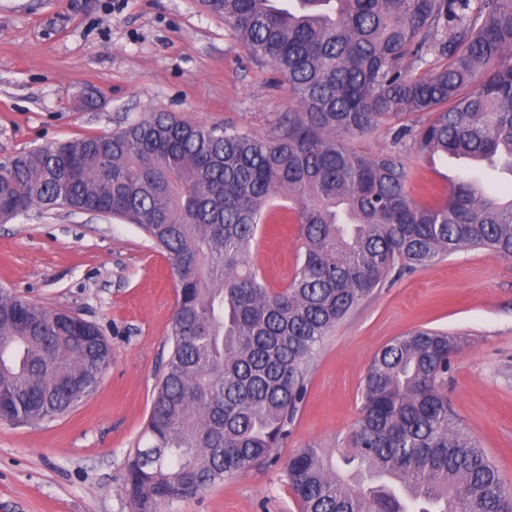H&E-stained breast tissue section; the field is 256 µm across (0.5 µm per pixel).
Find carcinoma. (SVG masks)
Wrapping results in <instances>:
<instances>
[{"instance_id":"1","label":"carcinoma","mask_w":512,"mask_h":512,"mask_svg":"<svg viewBox=\"0 0 512 512\" xmlns=\"http://www.w3.org/2000/svg\"><path fill=\"white\" fill-rule=\"evenodd\" d=\"M202 2L288 82L297 109L268 134L151 112L0 162V223L96 209L170 262V351L125 465L133 512L270 459L325 338L399 262L424 268L465 248L512 257V198L471 177L420 202L405 153L342 142L391 125L430 159L512 171V0ZM279 199L296 206L303 252L271 288L251 249ZM460 345L419 329L374 355L348 446L288 460L300 512H512V486L439 387ZM110 355L96 324L0 290L1 420L66 412Z\"/></svg>"}]
</instances>
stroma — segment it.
<instances>
[{
  "mask_svg": "<svg viewBox=\"0 0 512 512\" xmlns=\"http://www.w3.org/2000/svg\"><path fill=\"white\" fill-rule=\"evenodd\" d=\"M80 88L96 94V106L77 103ZM295 107L286 80L251 60L201 0H0V161L151 112L264 135ZM344 142L411 156L419 199L471 168L429 161L383 126ZM298 227L296 211L281 207L274 228L260 232L251 259L270 287L293 274ZM0 289L95 323L112 349L86 400L49 420H0V512H132L124 464L169 352L175 284L165 255L123 220L34 209L0 224ZM422 327L461 340L444 391L462 430L512 484V258L464 249L393 273L325 338L276 461L162 512H299L289 457L345 447L372 357Z\"/></svg>",
  "mask_w": 512,
  "mask_h": 512,
  "instance_id": "1",
  "label": "stroma"
}]
</instances>
